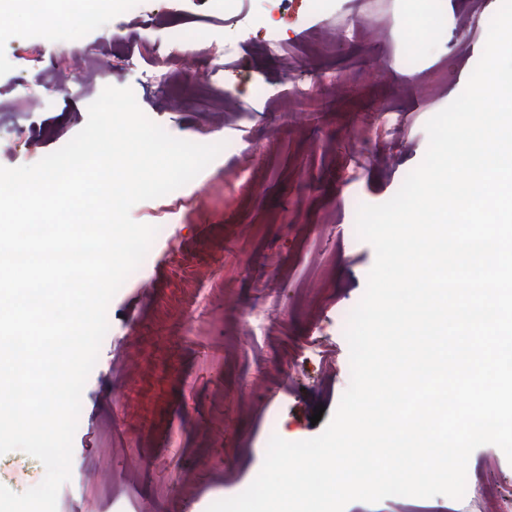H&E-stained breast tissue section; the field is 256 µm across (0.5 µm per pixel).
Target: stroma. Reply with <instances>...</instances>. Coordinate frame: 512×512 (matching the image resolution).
I'll return each instance as SVG.
<instances>
[{
	"label": "stroma",
	"mask_w": 512,
	"mask_h": 512,
	"mask_svg": "<svg viewBox=\"0 0 512 512\" xmlns=\"http://www.w3.org/2000/svg\"><path fill=\"white\" fill-rule=\"evenodd\" d=\"M501 0H109L87 27L0 36V166L38 162L86 124L105 86L131 88L170 135L229 143L177 199L134 205L163 224L107 309L109 329L82 392L71 478L57 512H207L243 492L268 441L319 435L350 384L342 309L375 261L354 200L381 204L428 147L427 121L464 89ZM188 21L199 40L171 38ZM425 46L400 62L407 28ZM235 56L225 59V44ZM316 98L302 106V89ZM322 422H311L314 411ZM46 470L19 450L0 484L22 493ZM471 492L390 497L345 512H498L512 462L491 444L470 456Z\"/></svg>",
	"instance_id": "obj_1"
}]
</instances>
